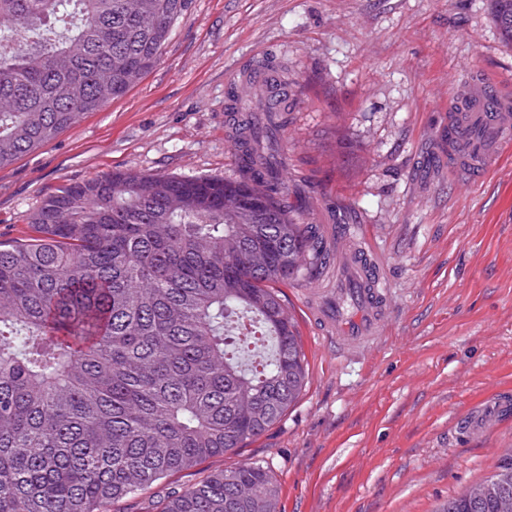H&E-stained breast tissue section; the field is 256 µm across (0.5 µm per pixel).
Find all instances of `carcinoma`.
<instances>
[{
  "label": "carcinoma",
  "mask_w": 512,
  "mask_h": 512,
  "mask_svg": "<svg viewBox=\"0 0 512 512\" xmlns=\"http://www.w3.org/2000/svg\"><path fill=\"white\" fill-rule=\"evenodd\" d=\"M190 0H0V168L124 95ZM512 43V0H488ZM238 179L107 172L65 183L0 243V512H109L281 420L305 385L273 284L330 261L293 219L266 99L237 94ZM266 463L156 512H280ZM440 512H512V448Z\"/></svg>",
  "instance_id": "obj_1"
}]
</instances>
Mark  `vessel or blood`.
Here are the masks:
<instances>
[{"instance_id": "vessel-or-blood-1", "label": "vessel or blood", "mask_w": 512, "mask_h": 512, "mask_svg": "<svg viewBox=\"0 0 512 512\" xmlns=\"http://www.w3.org/2000/svg\"><path fill=\"white\" fill-rule=\"evenodd\" d=\"M512 146V96L494 88L462 85L448 100V166L469 181L481 180L503 149ZM341 271L352 287L359 311L354 321L339 313L335 295H328L317 314L337 341L366 344L378 332L386 312V285L374 275L360 251L343 258ZM512 412V396L502 394L474 407L462 421V431L474 434L490 420Z\"/></svg>"}]
</instances>
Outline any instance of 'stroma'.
<instances>
[{
  "label": "stroma",
  "mask_w": 512,
  "mask_h": 512,
  "mask_svg": "<svg viewBox=\"0 0 512 512\" xmlns=\"http://www.w3.org/2000/svg\"><path fill=\"white\" fill-rule=\"evenodd\" d=\"M269 60L298 90L281 130L294 216L324 236L361 224L390 315L369 345L340 347L313 310L335 266L280 286L305 356L297 401L246 447L112 512L253 461L283 512H438L512 448V415L454 433L512 394V147L475 184L446 157L444 105L465 76L512 93L486 0H191L126 94L0 168V242L34 237L48 192L102 172L239 177L229 94ZM509 394L498 395L492 402L474 407L461 422L459 433L475 434L480 431L491 419L502 417L510 413Z\"/></svg>",
  "instance_id": "35a3bbf8"
}]
</instances>
